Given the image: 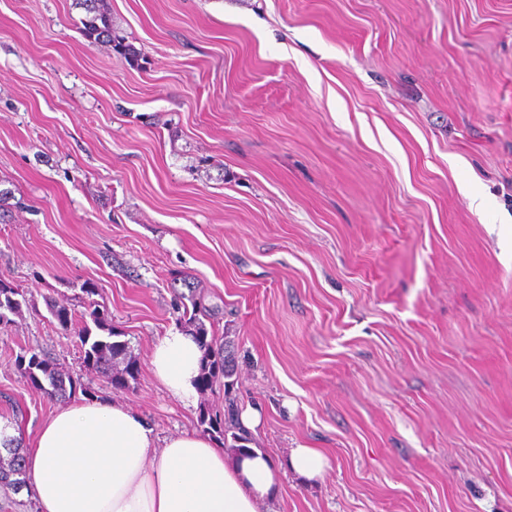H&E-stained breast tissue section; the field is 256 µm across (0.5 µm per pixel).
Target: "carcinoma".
<instances>
[{
	"mask_svg": "<svg viewBox=\"0 0 512 512\" xmlns=\"http://www.w3.org/2000/svg\"><path fill=\"white\" fill-rule=\"evenodd\" d=\"M76 5L88 15L83 33L90 42L112 44L117 50L135 54L129 46L112 36V23L101 12L99 0H76ZM187 300L190 305L183 306L181 319L204 351L200 391H211L220 381L224 386V413L204 411L200 414V424L206 427V431L215 434L218 443L241 452L252 442V435L239 419L234 350L229 342L219 344L214 337L208 335L205 320L215 318V311L203 303V298L193 294ZM25 304L27 299L24 292L0 278V325L10 323L11 316L19 314ZM49 310L63 330L74 328V313L68 306L52 303ZM80 323L77 336L83 348L84 369L109 376L115 388L129 387V381L135 379L138 373L137 364L128 351L127 343L119 340L120 334L112 327L108 311L98 304L90 303L81 313ZM94 328L101 331V334L92 333ZM15 364L24 378L51 400L68 398L78 391L88 394L81 377L58 369L55 363L39 353L31 356L29 351L23 349L16 355ZM4 451L6 455L0 454V486L17 493L27 484L20 463L21 448L9 440L4 442Z\"/></svg>",
	"mask_w": 512,
	"mask_h": 512,
	"instance_id": "1",
	"label": "carcinoma"
}]
</instances>
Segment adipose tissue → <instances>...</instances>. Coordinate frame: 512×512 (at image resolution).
Returning a JSON list of instances; mask_svg holds the SVG:
<instances>
[{"instance_id":"obj_1","label":"adipose tissue","mask_w":512,"mask_h":512,"mask_svg":"<svg viewBox=\"0 0 512 512\" xmlns=\"http://www.w3.org/2000/svg\"><path fill=\"white\" fill-rule=\"evenodd\" d=\"M202 351L169 328L149 368L184 407H196ZM24 495L36 512H262L277 496L283 470L314 481L328 466L315 448L291 449L286 463L258 448L227 454L194 431L158 439L123 404L80 400L59 407L24 454Z\"/></svg>"}]
</instances>
